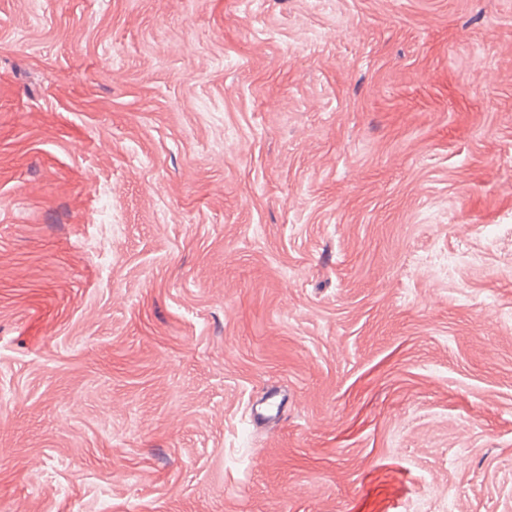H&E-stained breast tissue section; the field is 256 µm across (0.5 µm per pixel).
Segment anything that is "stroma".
<instances>
[{
	"label": "stroma",
	"instance_id": "35a3bbf8",
	"mask_svg": "<svg viewBox=\"0 0 512 512\" xmlns=\"http://www.w3.org/2000/svg\"><path fill=\"white\" fill-rule=\"evenodd\" d=\"M0 512H512V0H0Z\"/></svg>",
	"mask_w": 512,
	"mask_h": 512
}]
</instances>
